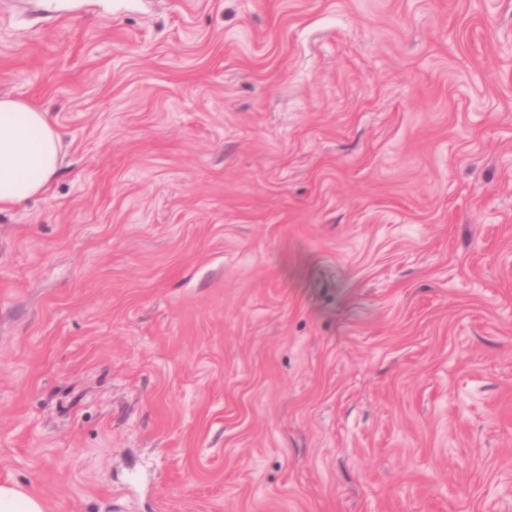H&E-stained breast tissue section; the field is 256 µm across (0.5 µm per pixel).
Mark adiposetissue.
Masks as SVG:
<instances>
[{
	"instance_id": "adipose-tissue-1",
	"label": "adipose tissue",
	"mask_w": 512,
	"mask_h": 512,
	"mask_svg": "<svg viewBox=\"0 0 512 512\" xmlns=\"http://www.w3.org/2000/svg\"><path fill=\"white\" fill-rule=\"evenodd\" d=\"M61 139L49 113L0 99V209L43 194L60 167Z\"/></svg>"
}]
</instances>
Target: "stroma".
I'll return each instance as SVG.
<instances>
[{
	"mask_svg": "<svg viewBox=\"0 0 512 512\" xmlns=\"http://www.w3.org/2000/svg\"><path fill=\"white\" fill-rule=\"evenodd\" d=\"M114 1L0 0V483L512 512V0ZM60 152L49 112L0 99V210L43 194L59 170Z\"/></svg>",
	"mask_w": 512,
	"mask_h": 512,
	"instance_id": "stroma-1",
	"label": "stroma"
}]
</instances>
